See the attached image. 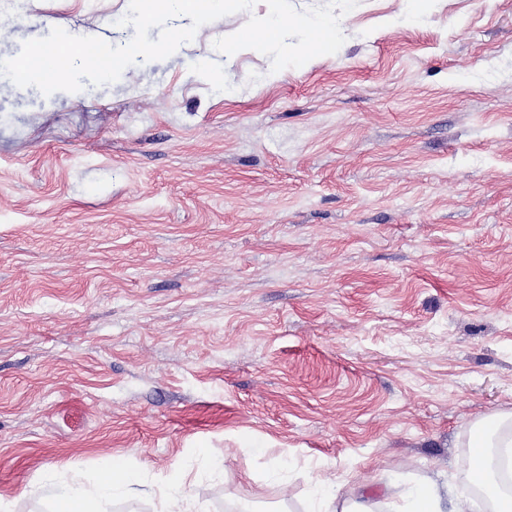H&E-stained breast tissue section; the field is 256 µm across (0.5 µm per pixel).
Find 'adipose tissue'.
I'll list each match as a JSON object with an SVG mask.
<instances>
[{"instance_id":"ef3b65f1","label":"adipose tissue","mask_w":512,"mask_h":512,"mask_svg":"<svg viewBox=\"0 0 512 512\" xmlns=\"http://www.w3.org/2000/svg\"><path fill=\"white\" fill-rule=\"evenodd\" d=\"M489 422L490 430L482 434L483 453L468 456V479L470 483L483 487L493 499V512H512V495L500 492L496 474L485 454L489 448L502 449L504 457L512 464V412L493 414ZM53 482L57 490L56 512H91L92 497L106 499L126 493L131 487L141 484L142 477L122 459L113 457L105 460L96 491L77 487L72 477L65 472L56 473Z\"/></svg>"}]
</instances>
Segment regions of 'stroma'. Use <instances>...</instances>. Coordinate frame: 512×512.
Listing matches in <instances>:
<instances>
[{
	"mask_svg": "<svg viewBox=\"0 0 512 512\" xmlns=\"http://www.w3.org/2000/svg\"><path fill=\"white\" fill-rule=\"evenodd\" d=\"M130 0H0V59ZM288 19L287 46L250 24ZM332 17L310 54L301 21ZM512 411V0H256L114 83L0 75V504L308 512L455 468ZM219 448L210 469L201 451ZM142 482V476L129 468L122 459L109 458L103 464L96 495L103 499L114 497L126 493ZM57 490L56 512H90L93 493L74 485L73 478L66 472H57L53 476Z\"/></svg>",
	"mask_w": 512,
	"mask_h": 512,
	"instance_id": "stroma-1",
	"label": "stroma"
}]
</instances>
